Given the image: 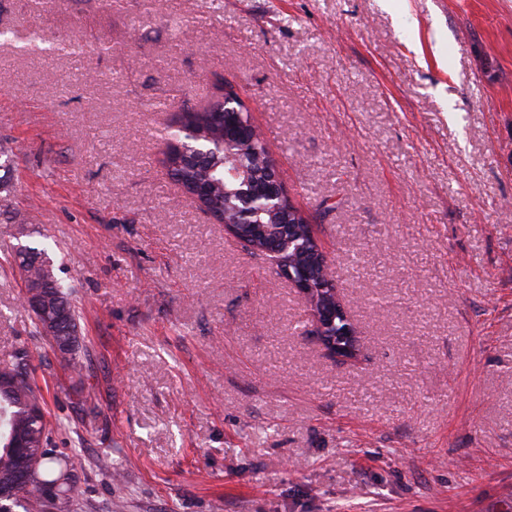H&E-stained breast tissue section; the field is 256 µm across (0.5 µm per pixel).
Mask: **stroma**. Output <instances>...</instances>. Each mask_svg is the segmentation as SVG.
I'll return each instance as SVG.
<instances>
[{
    "label": "stroma",
    "mask_w": 512,
    "mask_h": 512,
    "mask_svg": "<svg viewBox=\"0 0 512 512\" xmlns=\"http://www.w3.org/2000/svg\"><path fill=\"white\" fill-rule=\"evenodd\" d=\"M1 29L0 365L27 350L72 512H512V0H0ZM225 81L356 362L165 167ZM20 246L72 289L82 375L32 333Z\"/></svg>",
    "instance_id": "stroma-1"
}]
</instances>
